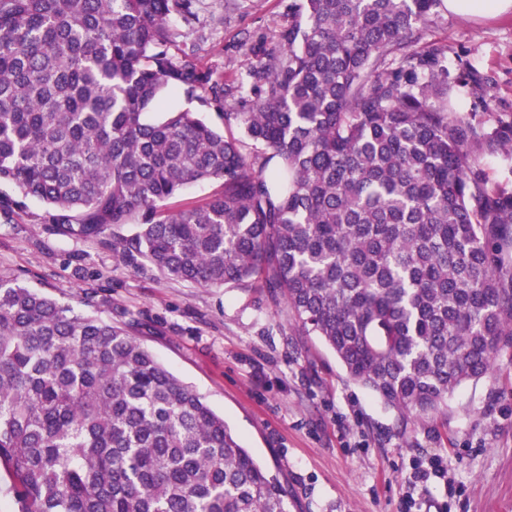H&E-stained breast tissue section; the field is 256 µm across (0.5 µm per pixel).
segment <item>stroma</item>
Instances as JSON below:
<instances>
[{
  "instance_id": "1",
  "label": "stroma",
  "mask_w": 512,
  "mask_h": 512,
  "mask_svg": "<svg viewBox=\"0 0 512 512\" xmlns=\"http://www.w3.org/2000/svg\"><path fill=\"white\" fill-rule=\"evenodd\" d=\"M298 0H203L200 64L229 83L297 17ZM444 47L457 112L512 113V10L441 12L420 50ZM29 201L0 221V274L78 305L79 269L102 272L100 318L132 335L191 385L288 492V512H512V351L495 371L403 419L351 381L319 337L292 327L285 303L252 288H202L117 261L111 246L58 234ZM447 480L414 481L429 458Z\"/></svg>"
}]
</instances>
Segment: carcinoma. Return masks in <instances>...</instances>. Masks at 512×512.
Returning a JSON list of instances; mask_svg holds the SVG:
<instances>
[{
    "label": "carcinoma",
    "mask_w": 512,
    "mask_h": 512,
    "mask_svg": "<svg viewBox=\"0 0 512 512\" xmlns=\"http://www.w3.org/2000/svg\"><path fill=\"white\" fill-rule=\"evenodd\" d=\"M197 2L0 0V217L36 199L131 267L264 288L385 407L439 411L512 345V188L482 164L512 162V115L448 111L444 48L413 49L445 0H302L248 99L198 64ZM0 468L17 512H288L126 324L2 275ZM219 189V183L201 182L188 186L178 197L168 203L169 208H179L181 206L199 203L205 200Z\"/></svg>",
    "instance_id": "1"
}]
</instances>
